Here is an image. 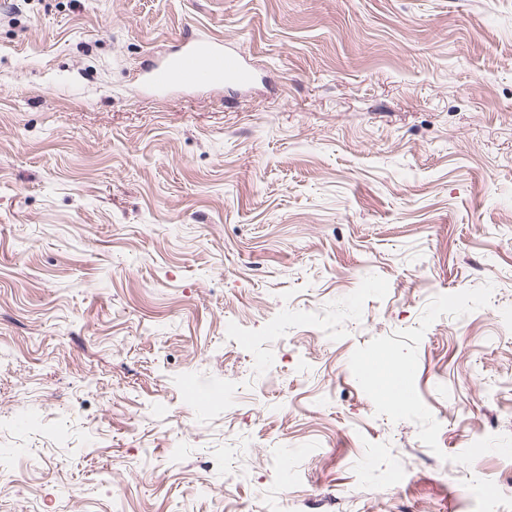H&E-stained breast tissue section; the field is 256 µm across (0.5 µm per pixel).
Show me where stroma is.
I'll use <instances>...</instances> for the list:
<instances>
[{
    "label": "stroma",
    "mask_w": 512,
    "mask_h": 512,
    "mask_svg": "<svg viewBox=\"0 0 512 512\" xmlns=\"http://www.w3.org/2000/svg\"><path fill=\"white\" fill-rule=\"evenodd\" d=\"M187 28L255 84L147 95ZM19 408L0 464L38 512H289L367 477L358 512H512V0H0Z\"/></svg>",
    "instance_id": "stroma-1"
}]
</instances>
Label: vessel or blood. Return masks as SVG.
<instances>
[{
    "instance_id": "b4317fda",
    "label": "vessel or blood",
    "mask_w": 512,
    "mask_h": 512,
    "mask_svg": "<svg viewBox=\"0 0 512 512\" xmlns=\"http://www.w3.org/2000/svg\"><path fill=\"white\" fill-rule=\"evenodd\" d=\"M252 79L253 73L241 51L226 48L218 38H200L190 30L172 52L162 55L143 73V85L153 93L229 83L246 86Z\"/></svg>"
}]
</instances>
